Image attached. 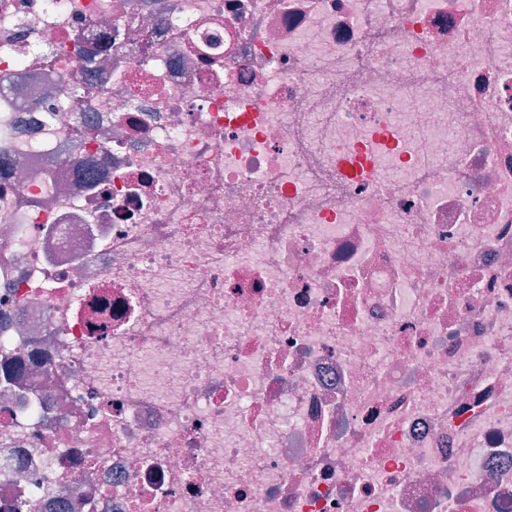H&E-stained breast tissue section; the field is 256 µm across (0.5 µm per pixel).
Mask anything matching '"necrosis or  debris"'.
Masks as SVG:
<instances>
[{"label": "necrosis or debris", "instance_id": "1", "mask_svg": "<svg viewBox=\"0 0 512 512\" xmlns=\"http://www.w3.org/2000/svg\"><path fill=\"white\" fill-rule=\"evenodd\" d=\"M0 512H512V0H0Z\"/></svg>", "mask_w": 512, "mask_h": 512}]
</instances>
